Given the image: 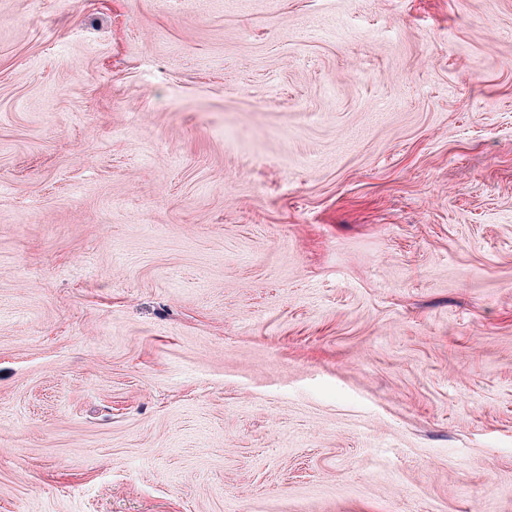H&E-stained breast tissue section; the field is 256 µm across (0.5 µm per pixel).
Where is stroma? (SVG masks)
Wrapping results in <instances>:
<instances>
[{
	"label": "stroma",
	"mask_w": 512,
	"mask_h": 512,
	"mask_svg": "<svg viewBox=\"0 0 512 512\" xmlns=\"http://www.w3.org/2000/svg\"><path fill=\"white\" fill-rule=\"evenodd\" d=\"M0 512H512V0H0Z\"/></svg>",
	"instance_id": "obj_1"
}]
</instances>
